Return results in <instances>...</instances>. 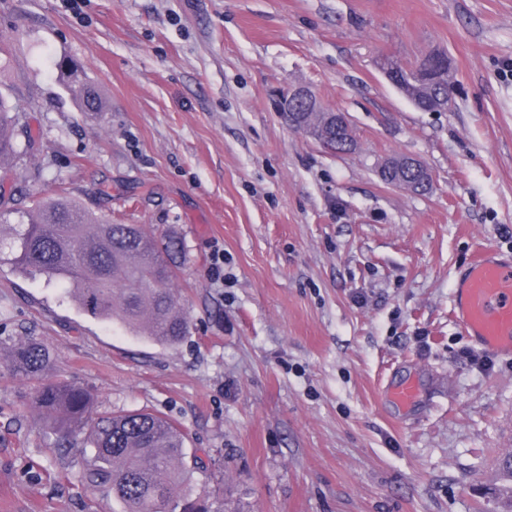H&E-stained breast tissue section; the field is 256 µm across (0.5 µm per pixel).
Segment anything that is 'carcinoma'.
Listing matches in <instances>:
<instances>
[{
    "mask_svg": "<svg viewBox=\"0 0 512 512\" xmlns=\"http://www.w3.org/2000/svg\"><path fill=\"white\" fill-rule=\"evenodd\" d=\"M56 66L70 72L72 88L85 111L101 112L99 96L77 77L66 58ZM19 109L0 95V167L23 155L15 129ZM0 223L12 224L0 235V264L21 274H43L65 285L64 294L91 317L119 321L153 343L176 345L190 333V321L170 283L174 255L185 252L174 241H160L141 224H113L58 193L28 210L9 205L0 194ZM11 370L38 381L34 404L47 426L64 441L84 433L94 453L81 475L82 484L112 495L125 512H222L181 493L200 461L185 464L184 436L148 410L98 414L92 393L74 382L45 379L50 351L28 338L8 347ZM504 481L501 512H512V465L498 458Z\"/></svg>",
    "mask_w": 512,
    "mask_h": 512,
    "instance_id": "obj_1",
    "label": "carcinoma"
}]
</instances>
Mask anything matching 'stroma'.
<instances>
[{
    "label": "stroma",
    "instance_id": "stroma-1",
    "mask_svg": "<svg viewBox=\"0 0 512 512\" xmlns=\"http://www.w3.org/2000/svg\"><path fill=\"white\" fill-rule=\"evenodd\" d=\"M433 51L451 61L449 112L382 71ZM63 56L104 112L81 111ZM297 86L349 114L356 152L281 121L272 100ZM0 95L21 111L24 155L1 181L17 206L61 189L180 237L171 287L191 325L162 347L0 267V512H124L83 486L36 380L7 369L25 336L97 410L181 429L207 463L192 495L224 512H498L512 355L471 360L452 303L472 257L512 256V0H0ZM399 154L431 170L427 193L379 178ZM406 379L407 412L384 393Z\"/></svg>",
    "mask_w": 512,
    "mask_h": 512
}]
</instances>
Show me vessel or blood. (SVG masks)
<instances>
[{
	"instance_id": "vessel-or-blood-1",
	"label": "vessel or blood",
	"mask_w": 512,
	"mask_h": 512,
	"mask_svg": "<svg viewBox=\"0 0 512 512\" xmlns=\"http://www.w3.org/2000/svg\"><path fill=\"white\" fill-rule=\"evenodd\" d=\"M452 314L481 348L512 354V259L487 251L464 270Z\"/></svg>"
}]
</instances>
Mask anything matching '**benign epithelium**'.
I'll return each instance as SVG.
<instances>
[{
    "label": "benign epithelium",
    "instance_id": "benign-epithelium-1",
    "mask_svg": "<svg viewBox=\"0 0 512 512\" xmlns=\"http://www.w3.org/2000/svg\"><path fill=\"white\" fill-rule=\"evenodd\" d=\"M432 61L425 69L400 70L397 63L389 61L383 66L387 79L398 88H410L416 96L426 95L445 78L447 55L439 52L431 54ZM274 110L288 114V126L294 130L305 131L303 119L297 112H317L325 116L324 127L328 135L317 143L332 149V140L347 144L348 151L357 148V139L347 115L336 109L325 107L313 90L306 86L291 88L274 99ZM378 176L384 182L399 189L423 193L430 189L433 175L420 160L397 155L387 159L378 169Z\"/></svg>",
    "mask_w": 512,
    "mask_h": 512
}]
</instances>
